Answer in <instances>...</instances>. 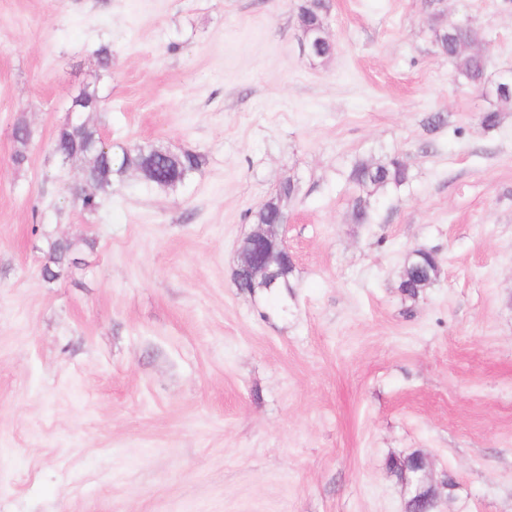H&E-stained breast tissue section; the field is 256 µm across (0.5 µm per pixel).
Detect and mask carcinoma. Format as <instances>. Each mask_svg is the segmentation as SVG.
I'll list each match as a JSON object with an SVG mask.
<instances>
[{
	"mask_svg": "<svg viewBox=\"0 0 512 512\" xmlns=\"http://www.w3.org/2000/svg\"><path fill=\"white\" fill-rule=\"evenodd\" d=\"M325 0H303L297 14L298 26L313 30L325 19ZM470 37L469 30L462 26H440L434 30V44L438 51L448 56L456 72L467 84L480 89L486 83V61L478 51L463 52L461 43ZM75 99L84 102L74 115L72 122H63L53 139V152L62 162L82 159L85 162L83 180L94 188L88 193L82 187L71 186L68 192L79 212L93 214L101 205V197L112 190L113 181L121 179L130 171L139 173L146 185L161 190H176L184 186L190 177L199 171L205 162L202 154L184 150L169 152L157 143L133 142L114 153L112 144L101 136L100 130L91 123L89 115L100 112L101 97L96 87L86 86ZM512 110V92L495 96L494 108L482 116V123L491 129L499 124L500 113ZM12 136L17 149L13 161L20 165L26 160V150L33 138L32 130L24 123L13 127ZM350 180L359 189L352 205L353 223L370 224L373 221L374 205L372 192L399 189L412 180L409 167L394 155H385L375 162H354ZM299 183L290 177L280 182L275 193L254 210L248 211L254 224H276L279 222L278 202L288 203L299 194ZM73 243L56 239L49 243L48 261L42 268V276L48 281L58 279L64 269L77 263L72 257ZM294 267L281 269L279 280L265 292L267 303L284 310L288 306V293L294 288ZM435 277H422L411 266H406L398 288L410 298L419 296L422 289L433 283Z\"/></svg>",
	"mask_w": 512,
	"mask_h": 512,
	"instance_id": "obj_1",
	"label": "carcinoma"
}]
</instances>
